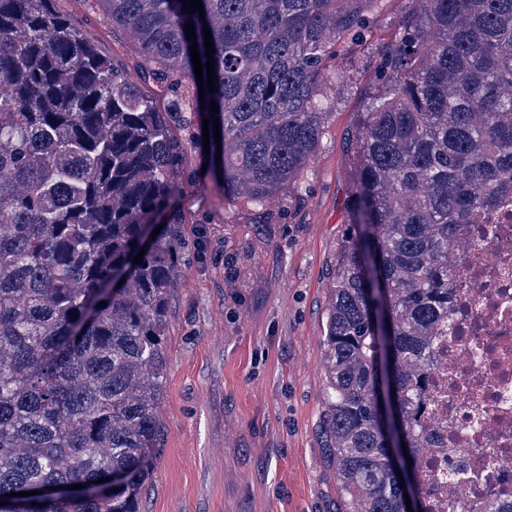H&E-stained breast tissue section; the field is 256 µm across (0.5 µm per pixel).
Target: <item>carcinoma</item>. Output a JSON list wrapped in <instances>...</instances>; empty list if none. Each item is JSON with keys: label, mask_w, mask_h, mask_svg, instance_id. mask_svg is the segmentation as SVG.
<instances>
[{"label": "carcinoma", "mask_w": 512, "mask_h": 512, "mask_svg": "<svg viewBox=\"0 0 512 512\" xmlns=\"http://www.w3.org/2000/svg\"><path fill=\"white\" fill-rule=\"evenodd\" d=\"M97 2L168 83L167 111L54 0H0V512H140L179 275L171 122L208 120L224 198L262 209L301 194L343 79L329 62L379 0H202L203 19L182 0ZM413 3L351 139L349 234L324 336L349 512H406L426 436L411 403L426 343L452 312L455 256L471 246L458 227L512 193V0ZM194 43L213 63L203 99ZM395 456L412 459L406 485ZM71 484L83 488L45 493Z\"/></svg>", "instance_id": "obj_1"}]
</instances>
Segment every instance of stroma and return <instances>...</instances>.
<instances>
[{
  "mask_svg": "<svg viewBox=\"0 0 512 512\" xmlns=\"http://www.w3.org/2000/svg\"><path fill=\"white\" fill-rule=\"evenodd\" d=\"M129 83L160 105L167 87L96 0H55ZM412 7L380 0L372 27L335 61L344 75L300 196L266 208L225 201L189 144L177 203L180 276L171 289L161 448L141 512H341L325 435L324 331L348 234L354 134L373 70Z\"/></svg>",
  "mask_w": 512,
  "mask_h": 512,
  "instance_id": "1",
  "label": "stroma"
}]
</instances>
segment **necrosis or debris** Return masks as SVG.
I'll return each mask as SVG.
<instances>
[{"label": "necrosis or debris", "mask_w": 512, "mask_h": 512, "mask_svg": "<svg viewBox=\"0 0 512 512\" xmlns=\"http://www.w3.org/2000/svg\"><path fill=\"white\" fill-rule=\"evenodd\" d=\"M464 232L476 245L456 257L457 307L415 411L429 436L419 481L432 512H512V202Z\"/></svg>", "instance_id": "obj_1"}]
</instances>
